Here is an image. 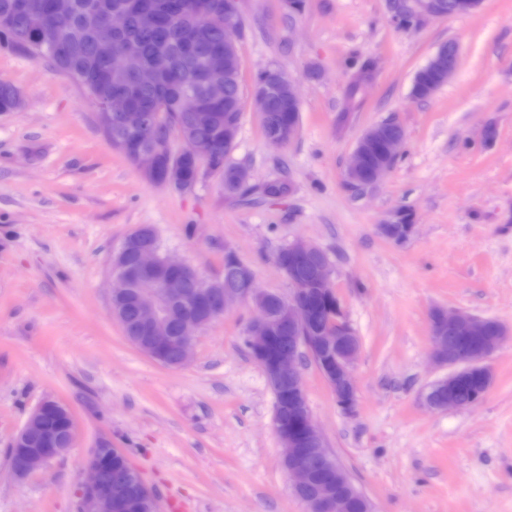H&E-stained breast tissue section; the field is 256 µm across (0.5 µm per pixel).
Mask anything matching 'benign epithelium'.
I'll return each instance as SVG.
<instances>
[{"mask_svg":"<svg viewBox=\"0 0 512 512\" xmlns=\"http://www.w3.org/2000/svg\"><path fill=\"white\" fill-rule=\"evenodd\" d=\"M483 0H388L390 21L401 27H416L432 17H456L476 13ZM242 0H224V42H211L200 59L211 81L207 95L224 98V90L240 84L242 62L236 34L241 29ZM99 0H53L52 11L72 16L79 11L94 13ZM41 4L35 0H15L8 21L26 18L34 21ZM132 2L112 7L106 27L91 31L87 40L41 31L33 41L35 54L66 59L82 58V66L71 70L78 83L99 62L107 64V74L120 84L133 77L139 89H150L161 97L167 91L170 62L162 50L151 60L144 59L134 46L116 47L131 18ZM437 69L444 81L457 72L455 47L448 45L425 65ZM97 120L109 139L124 142L143 127L161 120L165 102L157 111L148 112L125 91H105L93 97ZM253 103L261 116L265 139L285 146L298 133L293 123H275L270 113L282 107L299 105L298 96L288 79L269 73L256 85ZM183 123L177 137L182 149L174 154L161 147H141L131 163L149 183L184 187V173L178 158L204 157L194 143L192 125L194 99L183 102ZM399 122L386 120L371 126L358 139L346 179L356 185L369 174L375 185L394 165L405 133L395 130ZM414 224L406 213L397 211L380 225L381 233L393 241H402ZM150 227L143 226L126 238L112 264L111 314L121 325L125 338L141 353L168 368L186 366L192 356L197 333L209 324L212 315L224 313L230 306L248 302L257 315L245 331V344L259 364L274 395L273 426L282 448L281 465L288 473L293 494L307 506V512H349L352 503H366L345 470L326 446L309 407L299 364L305 354L331 389L336 402L345 410L355 404L354 362L360 350L358 337L345 320L331 281V264L320 247L304 240L288 244V251L276 258L280 269L293 285L287 296L261 291L255 286L252 269L232 251L224 254V280H208L188 264L160 251L151 243ZM486 322L467 311L435 309L430 315V342L435 361L449 369L435 380L423 396L430 410H462L475 405L481 397L461 402L454 394L459 378L471 368L485 365L493 378L492 355L512 333L501 327L481 352L465 350L454 344L457 336L474 334ZM75 423L70 410L46 399L28 416L13 440L10 465L22 477L41 468L73 447ZM87 478L80 492L78 512H158L155 494L132 468L125 453L103 442L92 449L86 460Z\"/></svg>","mask_w":512,"mask_h":512,"instance_id":"1","label":"benign epithelium"}]
</instances>
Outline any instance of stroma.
Instances as JSON below:
<instances>
[{
  "mask_svg": "<svg viewBox=\"0 0 512 512\" xmlns=\"http://www.w3.org/2000/svg\"><path fill=\"white\" fill-rule=\"evenodd\" d=\"M244 92L274 70L296 86L301 121L270 145L245 107L229 163L242 191L282 193L258 205L224 194L203 169L188 190L156 186L112 147L85 91L45 58L0 44V81L22 108L0 112V512H77L85 461L100 441L121 449L158 499L188 512H307L281 466L274 398L243 342L254 308L238 303L199 331L190 363L164 367L129 343L110 314L111 260L141 226L163 253L223 279L224 252L258 288L288 294L279 248H323L345 319L360 339L356 402L342 411L312 362L301 372L326 445L374 512H512V342L493 384L466 410L422 396L444 375L431 358L433 309H463L512 328V0L417 29L391 23L386 0H243ZM455 42L454 77L426 100L416 73ZM375 78L355 101L357 68ZM405 129L377 185L345 179L361 134L386 119ZM409 213L404 242L385 238ZM57 400L77 437L24 477L9 448L29 413ZM407 213L403 211H397L391 214L390 218L384 223L380 224L381 233L388 239L393 241H402L408 237L412 232L415 224L406 220Z\"/></svg>",
  "mask_w": 512,
  "mask_h": 512,
  "instance_id": "stroma-1",
  "label": "stroma"
}]
</instances>
